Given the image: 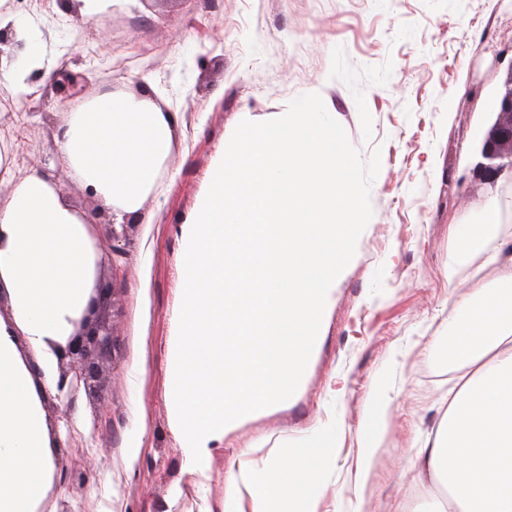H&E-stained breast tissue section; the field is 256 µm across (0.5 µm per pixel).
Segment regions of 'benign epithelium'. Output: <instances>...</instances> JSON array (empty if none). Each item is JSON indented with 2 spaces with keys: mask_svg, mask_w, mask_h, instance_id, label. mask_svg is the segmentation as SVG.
I'll return each instance as SVG.
<instances>
[{
  "mask_svg": "<svg viewBox=\"0 0 512 512\" xmlns=\"http://www.w3.org/2000/svg\"><path fill=\"white\" fill-rule=\"evenodd\" d=\"M83 82L82 74L63 70L55 80V89L64 97L73 98L81 94ZM481 156L484 161L475 168L480 181L495 187L503 175L512 178V68L497 119L482 143ZM111 302L110 289L97 283L84 313L74 321L71 335L65 342L53 344L59 366L58 392L72 393L82 388L89 391L96 387L100 362L112 343L110 328L102 319L103 310Z\"/></svg>",
  "mask_w": 512,
  "mask_h": 512,
  "instance_id": "1",
  "label": "benign epithelium"
}]
</instances>
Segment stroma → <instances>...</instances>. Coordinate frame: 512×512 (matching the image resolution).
<instances>
[{"mask_svg":"<svg viewBox=\"0 0 512 512\" xmlns=\"http://www.w3.org/2000/svg\"><path fill=\"white\" fill-rule=\"evenodd\" d=\"M33 22L48 65L83 73L84 99L149 93L179 116L165 193L112 226L108 209L57 160L55 125L68 100L30 77L26 98L0 116L11 180L39 166L86 218L114 290L107 313L112 357L94 391L43 396L63 444L40 512H224L225 483L264 468L313 436L335 434L318 477L319 512H399L415 447L437 421L459 373L448 354L456 304L491 287L495 254L512 237V186L490 193L472 178L497 117L512 43V0H114L82 18L75 0H8ZM319 94L362 156L381 151L373 216L337 278L300 386L286 402L236 420L191 476L172 427L171 315L180 302L181 226L196 213L213 161L239 122L283 115ZM502 201L499 234L464 249L458 225L483 221L477 205ZM391 422L365 492L355 487L358 432L375 393Z\"/></svg>","mask_w":512,"mask_h":512,"instance_id":"stroma-1","label":"stroma"}]
</instances>
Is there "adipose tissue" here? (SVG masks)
I'll use <instances>...</instances> for the list:
<instances>
[{
  "label": "adipose tissue",
  "mask_w": 512,
  "mask_h": 512,
  "mask_svg": "<svg viewBox=\"0 0 512 512\" xmlns=\"http://www.w3.org/2000/svg\"><path fill=\"white\" fill-rule=\"evenodd\" d=\"M0 29L23 43L0 78L28 94L27 73L45 66L39 35L6 10ZM175 123L148 98L105 92L61 114L57 156L120 223L157 189ZM497 259L494 288L467 294L458 308L464 328L454 351L465 371L418 454L409 484L414 512H512V248ZM95 276L84 217L31 168L0 199V297L9 306L0 315V512H37L47 494L54 450L42 396L57 384L52 345L71 333ZM31 354L41 373L31 371ZM388 421V402L372 396L359 431L357 487L367 482ZM334 446L325 432L263 470L230 477L225 503L232 512H318L316 475Z\"/></svg>",
  "instance_id": "ef3b65f1"
}]
</instances>
